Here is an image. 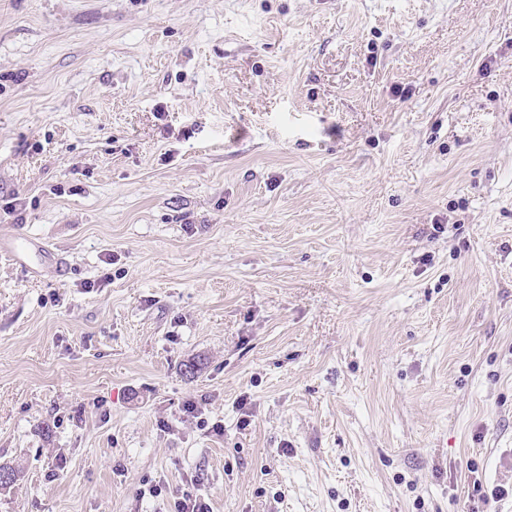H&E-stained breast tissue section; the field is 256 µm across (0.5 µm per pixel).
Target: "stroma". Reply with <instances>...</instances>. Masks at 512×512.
Masks as SVG:
<instances>
[{"label":"stroma","instance_id":"stroma-1","mask_svg":"<svg viewBox=\"0 0 512 512\" xmlns=\"http://www.w3.org/2000/svg\"><path fill=\"white\" fill-rule=\"evenodd\" d=\"M12 199L0 512H512V0H0Z\"/></svg>","mask_w":512,"mask_h":512}]
</instances>
